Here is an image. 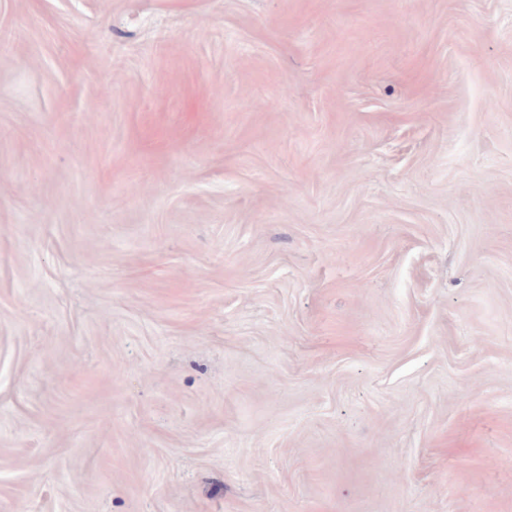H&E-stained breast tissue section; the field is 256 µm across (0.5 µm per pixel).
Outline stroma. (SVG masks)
Wrapping results in <instances>:
<instances>
[{
	"mask_svg": "<svg viewBox=\"0 0 512 512\" xmlns=\"http://www.w3.org/2000/svg\"><path fill=\"white\" fill-rule=\"evenodd\" d=\"M0 512H512V0H0Z\"/></svg>",
	"mask_w": 512,
	"mask_h": 512,
	"instance_id": "35a3bbf8",
	"label": "stroma"
}]
</instances>
